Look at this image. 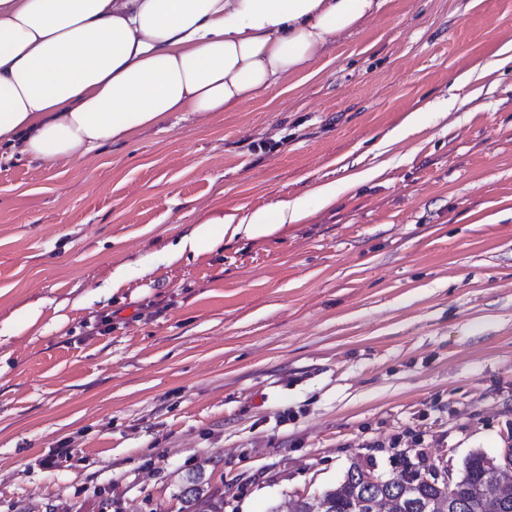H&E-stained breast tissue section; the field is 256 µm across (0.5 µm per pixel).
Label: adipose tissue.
I'll return each instance as SVG.
<instances>
[{
    "mask_svg": "<svg viewBox=\"0 0 512 512\" xmlns=\"http://www.w3.org/2000/svg\"><path fill=\"white\" fill-rule=\"evenodd\" d=\"M386 0H0V154L77 159L173 112H230L318 59ZM332 185L314 199L330 201ZM310 198V199H313ZM296 197L227 226L206 219L170 258L300 220Z\"/></svg>",
    "mask_w": 512,
    "mask_h": 512,
    "instance_id": "obj_1",
    "label": "adipose tissue"
}]
</instances>
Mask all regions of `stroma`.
Returning a JSON list of instances; mask_svg holds the SVG:
<instances>
[{
  "label": "stroma",
  "instance_id": "35a3bbf8",
  "mask_svg": "<svg viewBox=\"0 0 512 512\" xmlns=\"http://www.w3.org/2000/svg\"><path fill=\"white\" fill-rule=\"evenodd\" d=\"M326 184L275 234L162 253ZM510 448L512 0H387L237 111L0 159V512H184L197 473L280 512L356 459ZM232 224H225L223 217L206 219L192 230L189 235L182 236L171 247L166 248V253L171 259L181 258L185 254H197L204 250L217 247Z\"/></svg>",
  "mask_w": 512,
  "mask_h": 512
}]
</instances>
